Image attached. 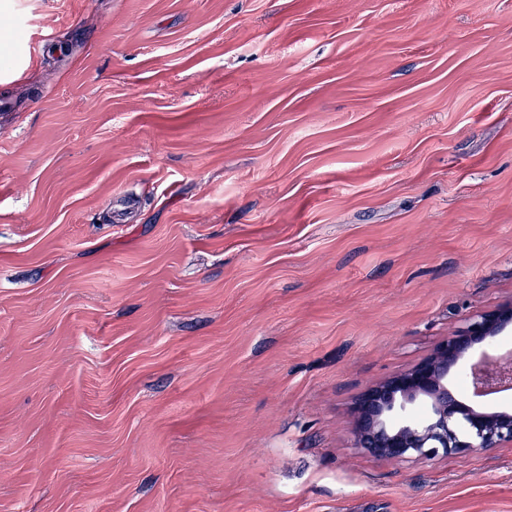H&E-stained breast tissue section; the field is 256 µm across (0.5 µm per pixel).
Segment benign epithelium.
<instances>
[{"label": "benign epithelium", "instance_id": "1", "mask_svg": "<svg viewBox=\"0 0 512 512\" xmlns=\"http://www.w3.org/2000/svg\"><path fill=\"white\" fill-rule=\"evenodd\" d=\"M511 328L512 303L474 316L429 357L366 388L353 408L355 447L405 463L512 444L511 412L479 411L457 391L463 377L475 397L512 387V358L483 352Z\"/></svg>", "mask_w": 512, "mask_h": 512}]
</instances>
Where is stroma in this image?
Masks as SVG:
<instances>
[{"label":"stroma","instance_id":"obj_1","mask_svg":"<svg viewBox=\"0 0 512 512\" xmlns=\"http://www.w3.org/2000/svg\"><path fill=\"white\" fill-rule=\"evenodd\" d=\"M0 512H512L360 393L512 302V0H0Z\"/></svg>","mask_w":512,"mask_h":512}]
</instances>
